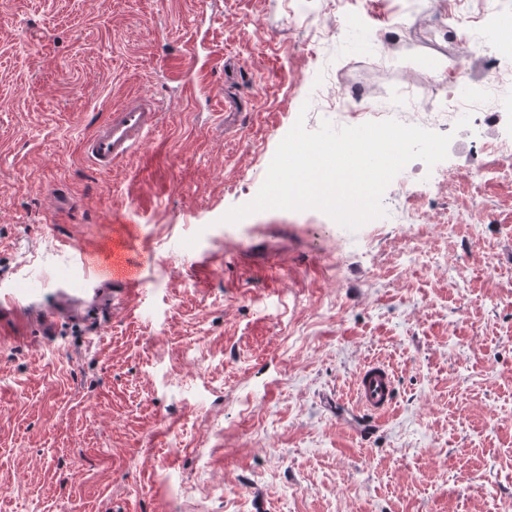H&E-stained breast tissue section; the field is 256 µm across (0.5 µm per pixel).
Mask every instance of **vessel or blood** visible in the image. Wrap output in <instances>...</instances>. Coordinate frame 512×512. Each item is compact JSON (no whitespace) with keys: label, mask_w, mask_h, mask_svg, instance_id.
Segmentation results:
<instances>
[{"label":"vessel or blood","mask_w":512,"mask_h":512,"mask_svg":"<svg viewBox=\"0 0 512 512\" xmlns=\"http://www.w3.org/2000/svg\"><path fill=\"white\" fill-rule=\"evenodd\" d=\"M181 64L194 71L195 80L185 85L187 97L195 99L210 93L211 69L200 42L188 39L180 57ZM163 106L151 96H139L112 108L106 118L79 142L85 161L96 171L111 172L112 168L129 159L160 126ZM127 240L118 238L101 249H81L80 263L90 269V281L99 299L97 310L126 306L132 289L143 287L141 261L130 257ZM76 309L71 302L59 300L45 308L42 319L46 326L71 320ZM394 382L389 369L373 362L358 374L355 388V408L380 418L392 408Z\"/></svg>","instance_id":"1"}]
</instances>
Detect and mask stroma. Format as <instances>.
<instances>
[{
  "label": "stroma",
  "mask_w": 512,
  "mask_h": 512,
  "mask_svg": "<svg viewBox=\"0 0 512 512\" xmlns=\"http://www.w3.org/2000/svg\"><path fill=\"white\" fill-rule=\"evenodd\" d=\"M363 18L339 40L312 26ZM479 0H0V295L84 288L79 249L133 232L151 256L126 310L43 329L0 319V512H512V179L463 160L421 225L224 215L258 193L309 96L344 70L376 106L440 99ZM213 100L171 65L197 14ZM447 17L454 42L431 38ZM402 24L399 47L378 34ZM444 65V81L431 75ZM238 102L233 133L215 116ZM132 94L161 131L104 176L80 138ZM490 216L474 228L470 212ZM396 400L356 414L361 368Z\"/></svg>",
  "instance_id": "obj_1"
}]
</instances>
